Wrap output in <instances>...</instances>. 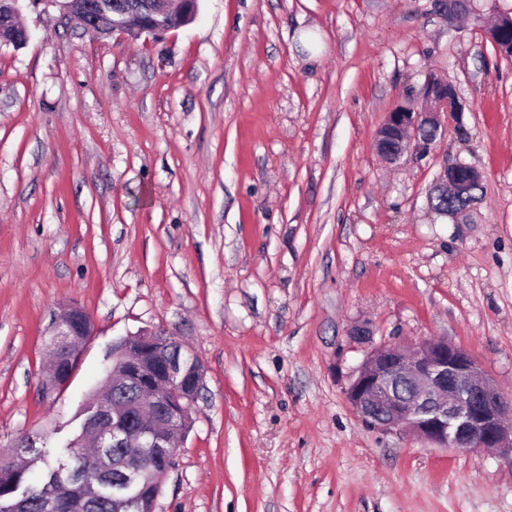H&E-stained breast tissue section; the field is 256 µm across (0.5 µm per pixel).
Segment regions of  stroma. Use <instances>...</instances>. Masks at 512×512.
<instances>
[{"instance_id": "35a3bbf8", "label": "stroma", "mask_w": 512, "mask_h": 512, "mask_svg": "<svg viewBox=\"0 0 512 512\" xmlns=\"http://www.w3.org/2000/svg\"><path fill=\"white\" fill-rule=\"evenodd\" d=\"M159 36L98 38L57 7L0 46V451L80 431L113 345L161 329L204 369L156 512H512V455L366 425L372 345L442 337L512 397V60L431 0H199ZM451 81L463 111L388 164V112ZM484 174L469 223L444 165ZM91 317L67 387L44 331ZM370 322L372 343L348 336ZM434 196L435 200L433 209L435 212L442 216H448L456 224H466L462 218L466 217L467 214L478 204L477 202H473L456 212L448 214V211H451L457 206V201L452 200L450 195L445 196L435 194ZM73 368L71 365L62 364L55 356V361L52 362V365L50 367V371L47 372V377L45 381L43 382L44 388L47 391H53L58 389L60 386H64L67 381L69 380Z\"/></svg>"}]
</instances>
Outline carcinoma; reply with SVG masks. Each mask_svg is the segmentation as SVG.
Segmentation results:
<instances>
[{"instance_id":"obj_1","label":"carcinoma","mask_w":512,"mask_h":512,"mask_svg":"<svg viewBox=\"0 0 512 512\" xmlns=\"http://www.w3.org/2000/svg\"><path fill=\"white\" fill-rule=\"evenodd\" d=\"M139 388L130 380L118 395L129 406L131 420H140L136 407ZM44 468L38 478L31 477L29 468L19 465L9 455L0 454L1 505L12 499L13 490L24 488L28 496L17 500L10 512H112V489H123L138 496L139 490L122 482L128 470L139 474L141 487H158L162 482L165 458L152 448H87L74 439L55 451L39 449ZM57 483L62 491L56 507H46L43 489Z\"/></svg>"}]
</instances>
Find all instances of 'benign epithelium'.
<instances>
[{
  "label": "benign epithelium",
  "instance_id": "obj_1",
  "mask_svg": "<svg viewBox=\"0 0 512 512\" xmlns=\"http://www.w3.org/2000/svg\"><path fill=\"white\" fill-rule=\"evenodd\" d=\"M21 0H0V42L9 43L16 32H27L20 22ZM57 4L63 16L85 18L89 33L102 30L100 21L88 15L83 0H33ZM199 0H140L111 12L109 33L117 31L138 36L163 34L194 19ZM474 0H443L440 15L453 20L473 10ZM425 104L415 112L393 110L381 126L376 146L389 161L397 164L410 150H423L431 140L426 131L439 132L443 118L460 110L455 86L434 79L428 82ZM482 173L455 162L445 165L432 188L439 193L463 196L464 186L479 187ZM94 324L86 311L67 305L54 312L48 335L78 356L93 335ZM178 345L161 331L137 334L124 339L112 350L109 387L122 386L138 377L145 396L143 406L153 420L141 429L116 428L112 437L95 432L98 447L107 442L119 448H178L192 422L195 401L203 385L204 373L193 357L176 356ZM72 366L52 362L43 382L48 391L67 383ZM346 397L361 419L382 431L405 430L438 448L458 451L496 449L512 453V397L503 395L479 369L474 359L448 340L431 337L406 346L389 343L374 347L363 361L346 391Z\"/></svg>",
  "mask_w": 512,
  "mask_h": 512
}]
</instances>
